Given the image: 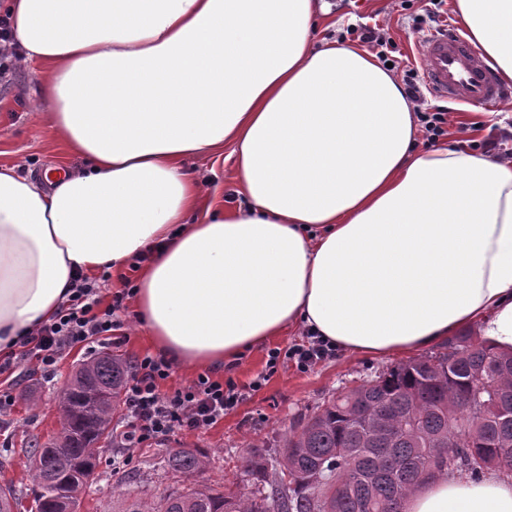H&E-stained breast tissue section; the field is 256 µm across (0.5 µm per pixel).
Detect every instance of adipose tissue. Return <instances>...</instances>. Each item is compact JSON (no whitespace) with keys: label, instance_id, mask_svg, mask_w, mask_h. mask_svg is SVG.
I'll list each match as a JSON object with an SVG mask.
<instances>
[{"label":"adipose tissue","instance_id":"adipose-tissue-1","mask_svg":"<svg viewBox=\"0 0 512 512\" xmlns=\"http://www.w3.org/2000/svg\"><path fill=\"white\" fill-rule=\"evenodd\" d=\"M512 81V0H455ZM21 65L80 170L0 166V354L76 276L138 263L134 306L182 368L301 327L341 353L482 325L512 347V159L418 148L403 87L317 39L316 0H6ZM231 145L240 205L195 217L188 158ZM403 512H512V478L442 476Z\"/></svg>","mask_w":512,"mask_h":512}]
</instances>
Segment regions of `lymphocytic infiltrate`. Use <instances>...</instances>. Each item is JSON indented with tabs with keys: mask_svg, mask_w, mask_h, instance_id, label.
<instances>
[{
	"mask_svg": "<svg viewBox=\"0 0 512 512\" xmlns=\"http://www.w3.org/2000/svg\"><path fill=\"white\" fill-rule=\"evenodd\" d=\"M404 91L419 108L416 117L428 140L447 135L448 109L443 105L424 106V81L414 69L403 75ZM123 302L115 295L109 305H102L95 283L77 280L66 301L49 323L21 337L18 351L0 359V375L14 373L27 362L45 376H53L59 360L76 346L123 344L127 336L117 317ZM336 349L319 337L309 336L306 343L271 352L267 365L276 369L280 359L295 361L297 367L309 369L335 356ZM171 365L164 358L145 356L136 361L124 390L127 429L122 434L126 448H136L150 441H162L175 432L199 433L223 420L225 414L242 401L244 393L233 381L220 382L198 374L187 387L165 392L162 381L170 376Z\"/></svg>",
	"mask_w": 512,
	"mask_h": 512,
	"instance_id": "1",
	"label": "lymphocytic infiltrate"
}]
</instances>
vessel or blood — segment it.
<instances>
[{"instance_id": "b4317fda", "label": "vessel or blood", "mask_w": 512, "mask_h": 512, "mask_svg": "<svg viewBox=\"0 0 512 512\" xmlns=\"http://www.w3.org/2000/svg\"><path fill=\"white\" fill-rule=\"evenodd\" d=\"M417 54L426 87L435 97L493 105L512 95L511 88L495 80L457 27L431 31L419 44Z\"/></svg>"}]
</instances>
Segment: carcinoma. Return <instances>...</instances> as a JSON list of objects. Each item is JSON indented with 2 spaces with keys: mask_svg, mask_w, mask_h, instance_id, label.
<instances>
[{
  "mask_svg": "<svg viewBox=\"0 0 512 512\" xmlns=\"http://www.w3.org/2000/svg\"><path fill=\"white\" fill-rule=\"evenodd\" d=\"M128 365L102 353L81 364L62 390L61 429L26 449L36 512H73L74 485L95 477L98 448L110 437ZM207 454L176 450L169 468L187 477ZM512 473V351L464 331L444 350L400 363L340 392L298 422L279 457L251 459L255 489L236 495L193 484L157 506L130 499L122 512H403L430 480H479Z\"/></svg>",
  "mask_w": 512,
  "mask_h": 512,
  "instance_id": "carcinoma-1",
  "label": "carcinoma"
}]
</instances>
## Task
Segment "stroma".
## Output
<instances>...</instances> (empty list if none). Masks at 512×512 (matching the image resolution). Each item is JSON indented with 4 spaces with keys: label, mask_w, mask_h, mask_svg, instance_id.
<instances>
[{
    "label": "stroma",
    "mask_w": 512,
    "mask_h": 512,
    "mask_svg": "<svg viewBox=\"0 0 512 512\" xmlns=\"http://www.w3.org/2000/svg\"><path fill=\"white\" fill-rule=\"evenodd\" d=\"M328 8L325 37L338 36L358 19H370L395 40L410 66H419L416 48L422 36L407 30L398 12L392 10L391 0H329ZM39 81L40 67L34 64L14 68L12 75L0 82V164H16L39 175L58 166L78 169L81 159L68 152L38 107ZM449 107L447 139L451 142L479 143L491 128L512 127V100L487 107L478 116L467 105L453 101ZM186 168L204 184L202 207L239 204L233 162L227 155H201L189 159ZM305 341L302 330H292L247 352L234 365L211 370L213 379H231L245 388L244 400L213 428L142 445L128 463L123 460L120 439L126 429L125 411L117 409L112 416L111 443L99 450L100 477L83 489L78 512H121L128 494L153 502L163 493L187 485V477L170 470L166 463L169 452L178 449L207 454L208 465L197 474V481L228 493L249 491L247 465L253 446L274 453L298 419L313 413L342 388L359 385L375 372L403 361L399 355L370 358L339 353L308 370L288 362L277 372L268 373L270 350H284ZM89 357V352L78 346L61 361L53 379H45L40 371L24 364L5 383L17 402L10 414L0 417V485L20 491L16 512H32L33 505L34 483L24 450L33 441L45 443L56 435L60 428L59 394ZM30 393L36 394L37 403L27 401Z\"/></svg>",
    "instance_id": "obj_1"
}]
</instances>
